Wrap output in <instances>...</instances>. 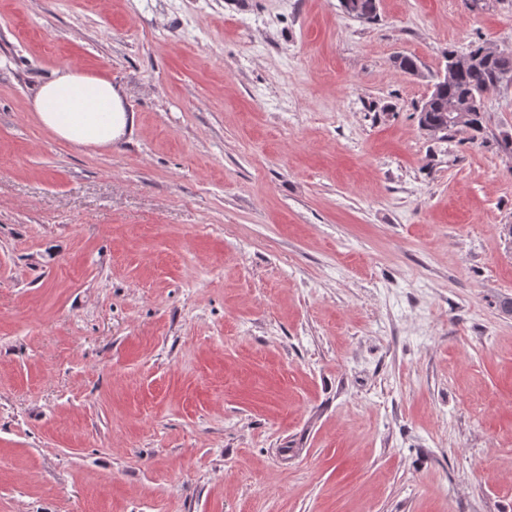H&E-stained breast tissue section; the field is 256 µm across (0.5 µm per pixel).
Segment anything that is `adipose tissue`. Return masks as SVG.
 Instances as JSON below:
<instances>
[{
  "instance_id": "ef3b65f1",
  "label": "adipose tissue",
  "mask_w": 512,
  "mask_h": 512,
  "mask_svg": "<svg viewBox=\"0 0 512 512\" xmlns=\"http://www.w3.org/2000/svg\"><path fill=\"white\" fill-rule=\"evenodd\" d=\"M39 123L53 137L75 146H108L133 125L110 79L66 67L34 93Z\"/></svg>"
}]
</instances>
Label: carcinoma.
<instances>
[{
  "label": "carcinoma",
  "instance_id": "cac0c4a2",
  "mask_svg": "<svg viewBox=\"0 0 512 512\" xmlns=\"http://www.w3.org/2000/svg\"><path fill=\"white\" fill-rule=\"evenodd\" d=\"M357 17L372 22L377 17V0H356ZM512 76V51L499 50L488 44L474 42L452 63H446L437 75L428 98L417 109L418 126L422 131L435 130V138L443 140L457 127L448 125V103L467 102L470 115L462 128L471 139L484 138L486 133L481 101L499 89Z\"/></svg>",
  "mask_w": 512,
  "mask_h": 512
}]
</instances>
